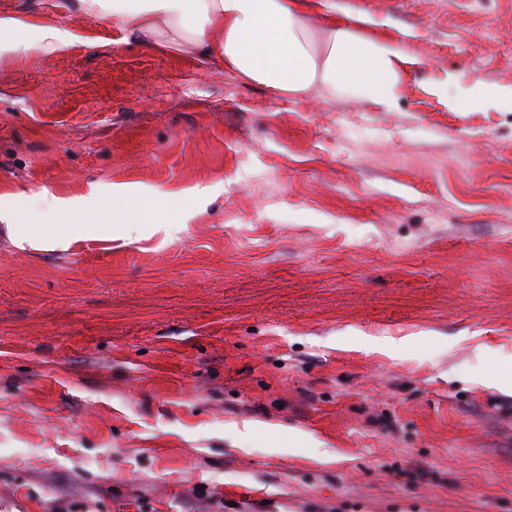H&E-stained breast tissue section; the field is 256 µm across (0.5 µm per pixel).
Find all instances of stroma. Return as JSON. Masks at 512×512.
I'll list each match as a JSON object with an SVG mask.
<instances>
[{"label": "stroma", "instance_id": "stroma-1", "mask_svg": "<svg viewBox=\"0 0 512 512\" xmlns=\"http://www.w3.org/2000/svg\"><path fill=\"white\" fill-rule=\"evenodd\" d=\"M45 2L0 51V512H512V0H306L408 56L390 112ZM119 193L138 234L6 231ZM38 31V43L46 53L61 51L70 45V34L56 25H43L38 28Z\"/></svg>", "mask_w": 512, "mask_h": 512}]
</instances>
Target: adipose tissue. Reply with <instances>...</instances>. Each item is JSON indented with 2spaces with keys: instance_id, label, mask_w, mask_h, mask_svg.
Masks as SVG:
<instances>
[{
  "instance_id": "ef3b65f1",
  "label": "adipose tissue",
  "mask_w": 512,
  "mask_h": 512,
  "mask_svg": "<svg viewBox=\"0 0 512 512\" xmlns=\"http://www.w3.org/2000/svg\"><path fill=\"white\" fill-rule=\"evenodd\" d=\"M64 13L111 23L121 43L180 53L223 69L273 96L314 94L393 110L408 59L388 41L330 21L316 24L303 0H56ZM33 248L99 233L96 224H14Z\"/></svg>"
}]
</instances>
